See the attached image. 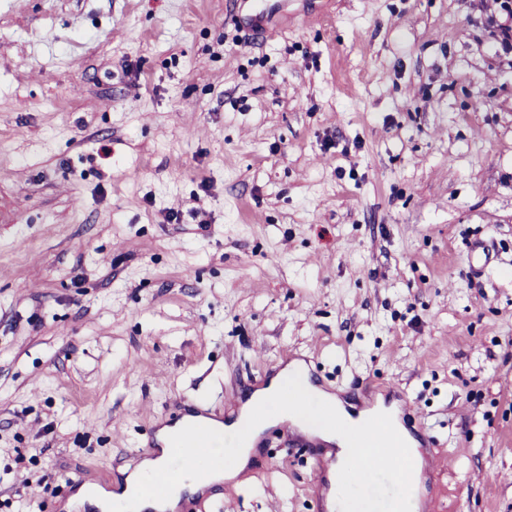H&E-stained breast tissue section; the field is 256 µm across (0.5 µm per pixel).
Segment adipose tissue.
I'll return each mask as SVG.
<instances>
[{
	"instance_id": "adipose-tissue-1",
	"label": "adipose tissue",
	"mask_w": 512,
	"mask_h": 512,
	"mask_svg": "<svg viewBox=\"0 0 512 512\" xmlns=\"http://www.w3.org/2000/svg\"><path fill=\"white\" fill-rule=\"evenodd\" d=\"M303 367L291 363L272 377L267 386L254 391L243 403L236 419L228 424L210 421V431L201 437L192 455L193 461L206 462L212 483L236 480L249 466L255 445L269 427L288 423L307 435H315L332 446L338 460L328 475L326 495L329 512H370L364 488L374 482L376 474L366 460L376 453L380 422H387L389 433L408 439L394 408L376 403L351 411L333 395L310 385L301 384ZM186 424L162 426L156 440L157 451L131 470H122V479L113 488L81 486L67 503L72 512L91 507L95 512H176L183 491L192 490L190 463L180 462L177 448L182 444ZM174 473L165 497L143 493L144 481L154 473Z\"/></svg>"
}]
</instances>
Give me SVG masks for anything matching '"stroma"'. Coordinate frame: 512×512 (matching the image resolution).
<instances>
[{
    "label": "stroma",
    "instance_id": "obj_1",
    "mask_svg": "<svg viewBox=\"0 0 512 512\" xmlns=\"http://www.w3.org/2000/svg\"><path fill=\"white\" fill-rule=\"evenodd\" d=\"M295 360L410 400L442 459L421 512H512L489 0H0V512H65L183 402L233 418ZM311 466L268 429L195 512H326Z\"/></svg>",
    "mask_w": 512,
    "mask_h": 512
}]
</instances>
